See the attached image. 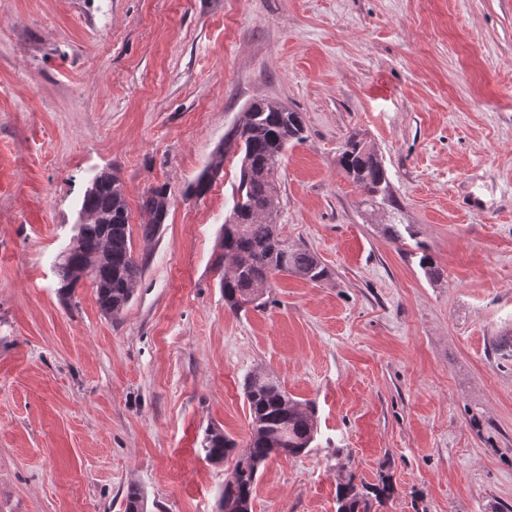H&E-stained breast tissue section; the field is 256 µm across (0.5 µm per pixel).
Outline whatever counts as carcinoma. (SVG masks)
I'll use <instances>...</instances> for the list:
<instances>
[{"label": "carcinoma", "instance_id": "obj_1", "mask_svg": "<svg viewBox=\"0 0 512 512\" xmlns=\"http://www.w3.org/2000/svg\"><path fill=\"white\" fill-rule=\"evenodd\" d=\"M305 138L301 113L279 103L260 100L245 113L244 123L232 128L225 146L241 150L240 177L235 203L224 221L215 265L222 270L220 288L224 304L238 313L258 307L270 287V275H295L310 282L326 279L329 271L316 253L288 244L276 224L280 197L278 175L288 145ZM224 150L218 149L188 192L197 198L210 189L212 174L222 171ZM340 169L362 191L370 205L391 214L399 207L389 192L386 166L374 146L355 133L345 141L337 157ZM149 216L142 225L145 236H154L166 220L169 195L164 186L149 189L142 199ZM81 214L70 245L58 256L61 289L71 292L89 270L97 303L107 315L119 314L130 302L142 266L133 256L129 210L120 178L110 171L96 175L85 191ZM384 234L393 242L405 244L414 238L409 225L399 228L393 222L384 225ZM414 254L424 273L438 279L441 273L427 247L415 243ZM244 395L249 406L251 433L244 449L218 428L206 429L201 442L205 459L220 463L233 457V469L225 479L218 500V512H252V502L260 468L277 449L286 448L291 456L310 448L317 428L313 410L293 399L279 378L257 366L244 379ZM389 494V488L369 496L347 482L337 495V512H372L373 500ZM126 512H144V500L138 486L127 490Z\"/></svg>", "mask_w": 512, "mask_h": 512}]
</instances>
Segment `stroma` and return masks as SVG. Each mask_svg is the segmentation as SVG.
<instances>
[{"label":"stroma","mask_w":512,"mask_h":512,"mask_svg":"<svg viewBox=\"0 0 512 512\" xmlns=\"http://www.w3.org/2000/svg\"><path fill=\"white\" fill-rule=\"evenodd\" d=\"M257 99L303 115L278 222L329 275L236 314L214 261L239 155L187 189ZM356 132L440 281L337 166ZM104 170L143 267L115 317L56 268ZM511 340L512 0H0V512H124L132 484L146 512H217L233 463L198 448L246 443L257 366L318 432L253 512H337L349 480L391 485L375 512H512ZM142 209L149 216L147 224H142L145 236H154L164 224L169 210V195L165 186L149 189L142 199Z\"/></svg>","instance_id":"35a3bbf8"}]
</instances>
